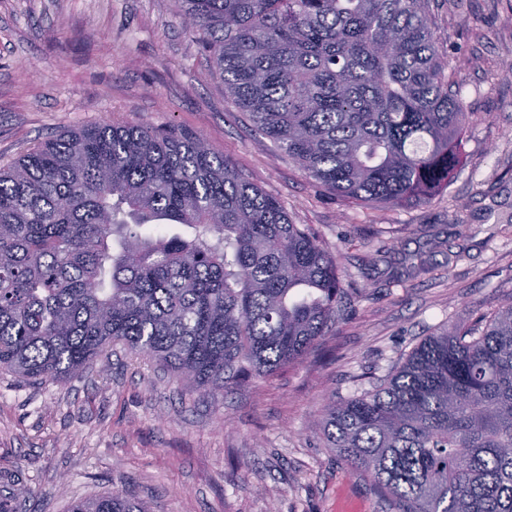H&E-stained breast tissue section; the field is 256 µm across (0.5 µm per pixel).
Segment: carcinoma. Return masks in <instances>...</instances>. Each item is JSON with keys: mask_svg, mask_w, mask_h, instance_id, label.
I'll list each match as a JSON object with an SVG mask.
<instances>
[{"mask_svg": "<svg viewBox=\"0 0 512 512\" xmlns=\"http://www.w3.org/2000/svg\"><path fill=\"white\" fill-rule=\"evenodd\" d=\"M177 2L224 97L306 178L347 205L448 187L470 113L431 0ZM348 296L313 227L196 134L84 126L0 166V371L23 381L121 344L215 395L317 349ZM323 437L399 512H512V297L332 401ZM72 512L143 508L126 491Z\"/></svg>", "mask_w": 512, "mask_h": 512, "instance_id": "cac0c4a2", "label": "carcinoma"}]
</instances>
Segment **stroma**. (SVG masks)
Masks as SVG:
<instances>
[{"label": "stroma", "instance_id": "1", "mask_svg": "<svg viewBox=\"0 0 512 512\" xmlns=\"http://www.w3.org/2000/svg\"><path fill=\"white\" fill-rule=\"evenodd\" d=\"M432 7L471 118L448 188L396 209L352 208L308 180L225 99L172 0H0V164L94 123L201 135L314 225L354 286L325 357L214 396L121 346L62 382L0 373V512L122 490L148 512H397L325 446L326 406L512 294V0ZM422 260L432 273L412 275Z\"/></svg>", "mask_w": 512, "mask_h": 512}]
</instances>
